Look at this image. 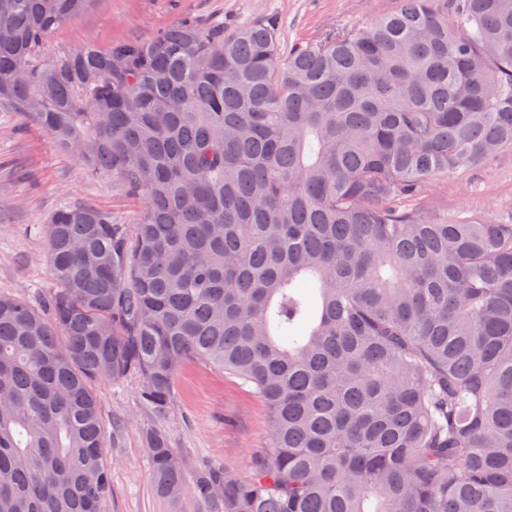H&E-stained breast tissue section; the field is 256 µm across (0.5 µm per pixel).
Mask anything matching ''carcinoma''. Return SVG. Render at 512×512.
Returning a JSON list of instances; mask_svg holds the SVG:
<instances>
[{"mask_svg":"<svg viewBox=\"0 0 512 512\" xmlns=\"http://www.w3.org/2000/svg\"><path fill=\"white\" fill-rule=\"evenodd\" d=\"M95 0H0V109L143 208L63 204L57 287L0 295V512H105L100 380L173 399L188 361L269 409L218 512H512V224L426 216L431 183L512 145V0H404L281 53L258 21L47 53Z\"/></svg>","mask_w":512,"mask_h":512,"instance_id":"1","label":"carcinoma"}]
</instances>
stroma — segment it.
<instances>
[{
    "label": "stroma",
    "mask_w": 512,
    "mask_h": 512,
    "mask_svg": "<svg viewBox=\"0 0 512 512\" xmlns=\"http://www.w3.org/2000/svg\"><path fill=\"white\" fill-rule=\"evenodd\" d=\"M401 5L402 0H95L51 35L49 50L58 55L88 42L149 40L184 20L223 24L228 36L270 20L287 51L341 25H371ZM427 199L439 221L477 214L512 223V146L501 147L481 168L437 181ZM64 202L108 211L120 224L131 222L142 207L116 178L89 177L84 164L61 152L37 124L0 112V294L36 304L54 288L43 226ZM139 387L136 378L97 385L112 467L106 512H211L193 493L175 503L157 494L144 431L167 432L185 463L187 483L216 461L245 479L252 451L268 441L267 407L236 377L197 361L179 370L166 411L145 405Z\"/></svg>",
    "instance_id": "stroma-1"
}]
</instances>
